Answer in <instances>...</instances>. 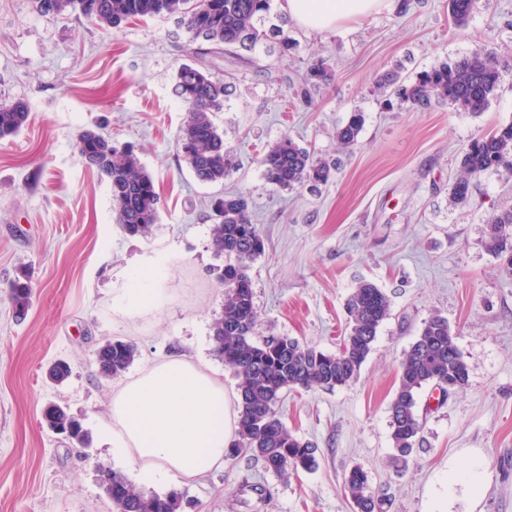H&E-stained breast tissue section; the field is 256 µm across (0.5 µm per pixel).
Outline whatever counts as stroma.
Here are the masks:
<instances>
[{"label": "stroma", "instance_id": "stroma-1", "mask_svg": "<svg viewBox=\"0 0 512 512\" xmlns=\"http://www.w3.org/2000/svg\"><path fill=\"white\" fill-rule=\"evenodd\" d=\"M398 9L391 0L327 31L281 14L274 22L292 44L287 56L205 55L213 75L236 87L216 123L238 168L203 184L178 147L186 108L173 76L192 44L176 18L112 30L77 12L43 15L36 0H0V103L21 98L30 111L19 135L0 141V512H112L97 464L135 480L136 465L114 461L104 441L115 382L94 353L105 340L136 346L127 377L184 354L217 372L238 404V380L212 336L224 289L212 274L211 202L231 192L246 195L265 240L251 271L260 333L335 350L363 280L386 291L391 316L357 380L291 392L279 404L288 429L315 448V472L282 478L241 456L186 484L185 512H353L343 477L355 465L384 512H512V277L487 246L490 219L512 208V173L473 180L467 204L451 197L469 141L512 123V0H475L463 27L448 0H413L404 16ZM477 49L502 62L485 111L389 104L376 89L389 71L412 79ZM318 60L332 81L297 100ZM353 111L364 124L347 151L336 131ZM84 129L133 145L153 175L160 220L148 236L114 222L107 183L77 149ZM286 136L337 163L318 191L286 192L265 178L259 158ZM156 255L167 260L164 304L149 314L115 310L113 290ZM22 270L33 298L19 319L8 289ZM436 313L457 336L469 381L444 400L434 388L420 392L423 444L401 468L391 460L390 404L405 351ZM58 360L71 367L60 386L46 376ZM50 403L82 421L89 447L47 428ZM474 458L487 471L476 499L446 480L449 467Z\"/></svg>", "mask_w": 512, "mask_h": 512}]
</instances>
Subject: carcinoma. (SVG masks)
<instances>
[{"instance_id":"obj_1","label":"carcinoma","mask_w":512,"mask_h":512,"mask_svg":"<svg viewBox=\"0 0 512 512\" xmlns=\"http://www.w3.org/2000/svg\"><path fill=\"white\" fill-rule=\"evenodd\" d=\"M273 0H37L44 15L65 16L75 11L103 28H119L132 20L154 16H175L190 41L202 40L209 48L193 51L192 60L175 71L174 92L184 103L187 119L179 134L184 159L203 183L224 181L235 168L234 158L224 151V134L214 121L223 110L224 99L233 85L213 76L196 58L234 48L249 52L262 46L267 51L288 55V40L278 38L270 24ZM474 0H450L455 23L468 22ZM499 59L491 52L475 51L448 63L439 62L422 71L412 82L387 73L377 88L391 92L402 103L416 108L448 103L463 112L484 111L500 80ZM322 62L314 63L305 84L296 92L302 100L311 88L330 80ZM29 110L22 100L0 104V140L16 136L27 124ZM360 112L350 113L337 130L341 145L356 144L363 128ZM86 165L104 177L112 196L115 223L131 236H147L159 221L158 194L152 176L130 147H117L112 139L94 129L83 130L77 143ZM261 165L269 183L288 191L307 184L329 181L334 168L315 160L292 139L282 138L262 156ZM512 173V124L492 134L474 138L464 149L460 175L451 188L458 204L469 200L471 180L489 170ZM216 224L212 247L224 263L213 269L224 285V307L213 324L214 352L239 380L240 420L233 453L248 454L262 461L265 470L278 476L311 471L317 466L313 447L292 434L277 407L285 393L302 388L333 390L354 382L372 350L381 324L391 312L387 293L362 280L348 302L350 330L334 353L323 352L287 336H264L258 331L250 270L264 253L265 243L252 223L249 202L243 194L219 198L214 203ZM488 247L497 256L512 257V210L502 212L488 225ZM32 296L28 276L22 272L10 287V301L16 314L27 313ZM102 376L114 378L125 373L137 357V348L121 339H109L96 350ZM469 372L448 320L438 314L429 317L401 362L399 383L390 406V427L395 461L408 463L420 445L422 421L418 394L431 386L442 393L463 389ZM47 426L55 431L69 429L70 439L81 446L90 443L82 423L63 407L50 406L44 412ZM343 490L354 512H382L383 503L370 491L363 468L353 466L344 475ZM115 512H184V492L147 495L121 473L112 471V482L104 487Z\"/></svg>"}]
</instances>
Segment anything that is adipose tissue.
Wrapping results in <instances>:
<instances>
[{"mask_svg": "<svg viewBox=\"0 0 512 512\" xmlns=\"http://www.w3.org/2000/svg\"><path fill=\"white\" fill-rule=\"evenodd\" d=\"M384 0H284L283 10L308 30H330L378 12ZM158 273H131L116 289L118 310L145 313L165 298ZM105 433L113 459L138 465L145 485L187 483L223 467L236 416L223 382L185 357H169L115 388Z\"/></svg>", "mask_w": 512, "mask_h": 512, "instance_id": "adipose-tissue-1", "label": "adipose tissue"}]
</instances>
